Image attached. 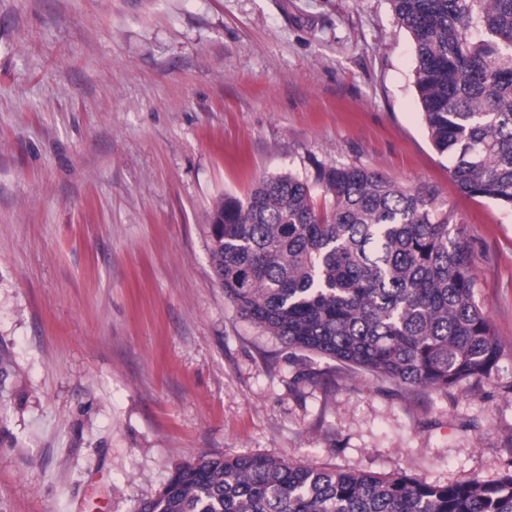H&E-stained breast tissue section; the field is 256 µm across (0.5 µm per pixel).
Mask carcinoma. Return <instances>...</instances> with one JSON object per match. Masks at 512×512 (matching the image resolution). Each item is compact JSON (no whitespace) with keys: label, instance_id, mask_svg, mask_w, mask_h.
Returning a JSON list of instances; mask_svg holds the SVG:
<instances>
[{"label":"carcinoma","instance_id":"1","mask_svg":"<svg viewBox=\"0 0 512 512\" xmlns=\"http://www.w3.org/2000/svg\"><path fill=\"white\" fill-rule=\"evenodd\" d=\"M412 38L428 136L464 192L512 208V0H390ZM309 181L263 178L209 217L224 294L263 332L405 388L446 391L489 377L501 349L474 297L453 209L429 186L315 166ZM137 512H512V473L440 484L319 469L265 455L175 467Z\"/></svg>","mask_w":512,"mask_h":512}]
</instances>
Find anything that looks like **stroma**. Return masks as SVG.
<instances>
[{"mask_svg": "<svg viewBox=\"0 0 512 512\" xmlns=\"http://www.w3.org/2000/svg\"><path fill=\"white\" fill-rule=\"evenodd\" d=\"M414 67L389 0H0V512H135L210 454L512 472V209L452 180ZM319 162L453 207L495 375L400 388L240 315L210 213Z\"/></svg>", "mask_w": 512, "mask_h": 512, "instance_id": "obj_1", "label": "stroma"}]
</instances>
